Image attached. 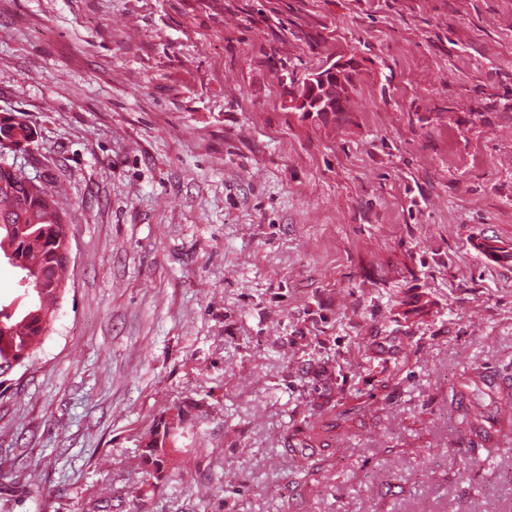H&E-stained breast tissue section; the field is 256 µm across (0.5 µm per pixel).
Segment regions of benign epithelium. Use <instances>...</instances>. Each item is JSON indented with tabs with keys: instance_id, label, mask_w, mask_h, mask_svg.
Masks as SVG:
<instances>
[{
	"instance_id": "benign-epithelium-1",
	"label": "benign epithelium",
	"mask_w": 512,
	"mask_h": 512,
	"mask_svg": "<svg viewBox=\"0 0 512 512\" xmlns=\"http://www.w3.org/2000/svg\"><path fill=\"white\" fill-rule=\"evenodd\" d=\"M356 60L344 57L311 72L302 81L301 90L289 95L288 107L296 112H320L332 115V105L351 97Z\"/></svg>"
}]
</instances>
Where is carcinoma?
I'll return each instance as SVG.
<instances>
[{
    "label": "carcinoma",
    "instance_id": "obj_1",
    "mask_svg": "<svg viewBox=\"0 0 512 512\" xmlns=\"http://www.w3.org/2000/svg\"><path fill=\"white\" fill-rule=\"evenodd\" d=\"M9 129L17 142L33 141L34 129L28 124L0 126V134ZM26 174L0 166V254L12 252L24 280L28 301L21 309L0 303V376L34 361L42 336L55 320L56 305L65 290L61 264L70 245L68 222L62 215L56 192L42 186L32 190ZM476 400L474 418L481 417L485 404L504 411L509 403L494 399L478 384H473ZM170 434L162 421L150 431L151 443L142 449L144 464L149 466L146 480L159 484L167 478L166 442Z\"/></svg>",
    "mask_w": 512,
    "mask_h": 512
}]
</instances>
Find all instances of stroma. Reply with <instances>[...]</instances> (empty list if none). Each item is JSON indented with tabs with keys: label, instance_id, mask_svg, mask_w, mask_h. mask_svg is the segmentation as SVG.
<instances>
[{
	"label": "stroma",
	"instance_id": "stroma-1",
	"mask_svg": "<svg viewBox=\"0 0 512 512\" xmlns=\"http://www.w3.org/2000/svg\"><path fill=\"white\" fill-rule=\"evenodd\" d=\"M358 61L349 111L288 107ZM67 290L0 378V512H512V0H0ZM464 439L454 448L450 439ZM472 249L480 258L495 267H505L512 262V248L510 243H504L492 237H472L470 240ZM172 429L174 427L168 429L166 421L160 422V425L157 424L147 437L153 438L151 443L142 448L141 456L143 457L144 464L150 466L146 471V475H148L146 481L149 482L151 478L154 479L155 482L150 484L152 486L163 482L167 478L168 453L166 452L165 445Z\"/></svg>",
	"mask_w": 512,
	"mask_h": 512
}]
</instances>
